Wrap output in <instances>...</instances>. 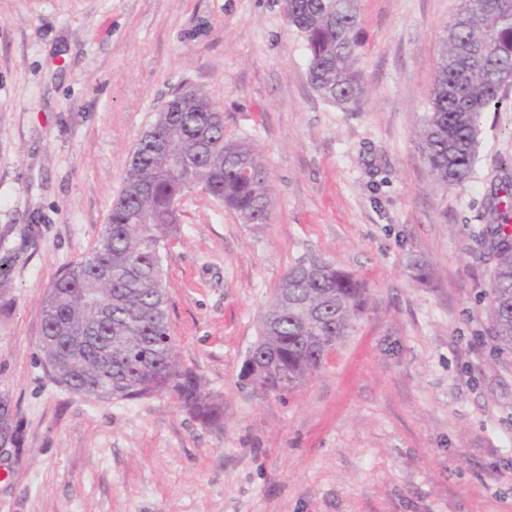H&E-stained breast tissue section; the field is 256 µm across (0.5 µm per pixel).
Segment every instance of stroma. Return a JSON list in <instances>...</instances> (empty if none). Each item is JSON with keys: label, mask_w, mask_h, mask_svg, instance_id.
<instances>
[{"label": "stroma", "mask_w": 512, "mask_h": 512, "mask_svg": "<svg viewBox=\"0 0 512 512\" xmlns=\"http://www.w3.org/2000/svg\"><path fill=\"white\" fill-rule=\"evenodd\" d=\"M460 5L360 0L369 93L347 112L312 89L281 0H0V396L20 434L0 512H512V354L494 350L476 242L512 178V85L463 184L438 182L417 138ZM182 88L254 144L272 185L259 228L185 194L162 254L177 356L223 399L220 429L168 395L77 396L37 347L46 288L93 251ZM311 254L364 279L371 305L320 371L261 398L243 363Z\"/></svg>", "instance_id": "1"}]
</instances>
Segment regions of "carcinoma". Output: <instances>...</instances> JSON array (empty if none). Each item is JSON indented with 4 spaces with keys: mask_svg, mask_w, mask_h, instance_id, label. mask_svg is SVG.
<instances>
[{
    "mask_svg": "<svg viewBox=\"0 0 512 512\" xmlns=\"http://www.w3.org/2000/svg\"><path fill=\"white\" fill-rule=\"evenodd\" d=\"M284 16L307 53L310 84L324 101L359 109L366 85L355 68L358 0H283ZM512 77V0H462L447 27L429 112L419 138L431 172L450 187L471 175L482 144L481 118L502 102ZM121 191L91 255L65 269L42 300L38 347L66 355L68 337L84 338L79 367H58L57 381L94 387L101 399L168 394L207 427L224 421V401L177 360L170 334L162 250L177 235L173 199L198 188L234 211L240 222H270L272 187L251 142L224 139V113L185 90L163 111L132 152ZM493 219L479 233L493 260L487 291L497 349L512 353V181L490 193ZM369 301L366 285L319 256H306L284 275L268 301L260 355L281 366L260 390L283 396L315 374L356 328Z\"/></svg>",
    "mask_w": 512,
    "mask_h": 512,
    "instance_id": "1",
    "label": "carcinoma"
}]
</instances>
